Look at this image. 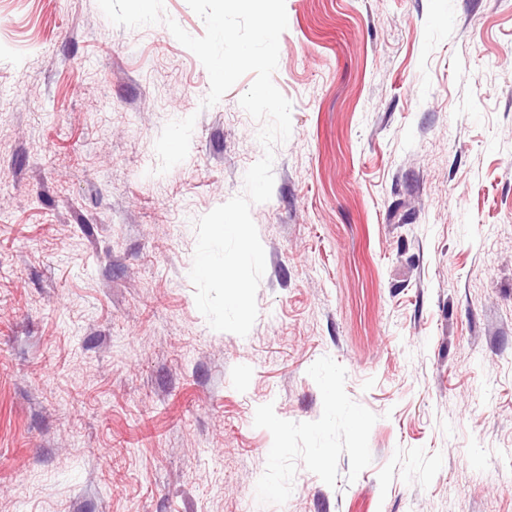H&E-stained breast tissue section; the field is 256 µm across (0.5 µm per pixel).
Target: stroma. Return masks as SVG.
I'll return each mask as SVG.
<instances>
[{
  "label": "stroma",
  "mask_w": 512,
  "mask_h": 512,
  "mask_svg": "<svg viewBox=\"0 0 512 512\" xmlns=\"http://www.w3.org/2000/svg\"><path fill=\"white\" fill-rule=\"evenodd\" d=\"M286 11L241 337L189 271L253 74L0 0V512H512V0Z\"/></svg>",
  "instance_id": "1"
}]
</instances>
